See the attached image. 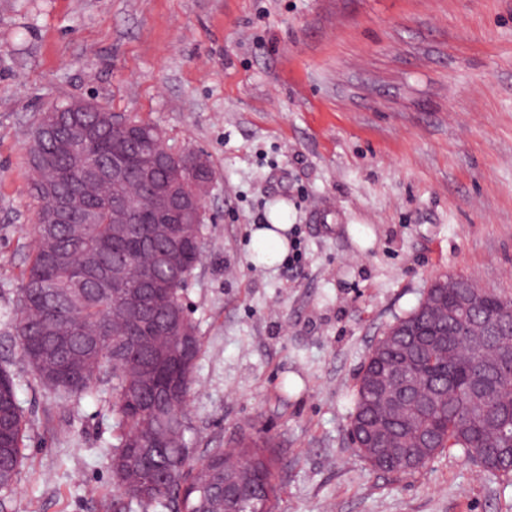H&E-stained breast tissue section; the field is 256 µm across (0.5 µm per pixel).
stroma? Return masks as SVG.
Returning <instances> with one entry per match:
<instances>
[{
  "instance_id": "1",
  "label": "stroma",
  "mask_w": 512,
  "mask_h": 512,
  "mask_svg": "<svg viewBox=\"0 0 512 512\" xmlns=\"http://www.w3.org/2000/svg\"><path fill=\"white\" fill-rule=\"evenodd\" d=\"M91 97L215 172L181 291L191 460L270 439L277 512H512V478L456 450L384 473L349 438L371 346L432 280L512 297V0H0V368L26 420L0 512H142L108 467L111 375L44 388L15 331L26 146L40 112ZM273 215L295 259L253 265ZM178 337L179 345L176 356L179 364L183 368H185L195 359L197 352V344L192 332L185 326L180 327Z\"/></svg>"
}]
</instances>
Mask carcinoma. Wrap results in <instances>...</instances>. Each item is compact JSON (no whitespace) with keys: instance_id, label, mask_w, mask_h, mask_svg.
Instances as JSON below:
<instances>
[{"instance_id":"carcinoma-1","label":"carcinoma","mask_w":512,"mask_h":512,"mask_svg":"<svg viewBox=\"0 0 512 512\" xmlns=\"http://www.w3.org/2000/svg\"><path fill=\"white\" fill-rule=\"evenodd\" d=\"M100 104L93 111L57 115L59 140L55 145L31 138L27 163L33 168L30 194L40 203L34 234L36 247L29 255L17 299L16 333L23 356L38 382L66 393L92 391L101 378L112 374L118 434L112 446L114 484L142 508L159 505L171 510L224 512L221 493L224 476L245 481V512H275L278 489L266 449L251 440L239 448H212L207 461L190 462L184 453L189 430L185 411L193 369L183 370L180 398L150 401L146 380L161 384L149 355L132 341L153 340L156 352L176 347L173 334L158 336V326L170 307L181 304L180 291L195 270L204 245L203 225L174 224L187 241L175 263L161 260L166 247L152 222L153 188L143 183L140 171L158 152L151 140L156 126L131 118L141 137L130 140L128 176L119 182L89 180L86 167L112 155V118ZM54 149L56 165L51 182L60 196L75 202L64 224H45L48 209L45 175L36 167L37 154ZM127 202L133 223L112 222V199ZM150 268L162 294L147 300L149 319L134 327L129 322L122 292L141 285ZM476 285L453 276L446 300ZM512 298L493 291L484 297L483 315L491 327L467 334L461 322L437 321L425 301L397 324L391 338L383 335L370 349L355 390L351 418L353 443L376 470L408 474L425 466L445 449L477 462L499 448H512ZM423 331L444 328L453 337L447 353L420 354L410 369L416 387L408 400L405 418L391 425L394 446L375 451L366 447L365 429L383 410L382 401L368 383L384 369L401 361L409 345L404 328ZM25 426L9 373L0 368V490L10 488L24 461Z\"/></svg>"}]
</instances>
